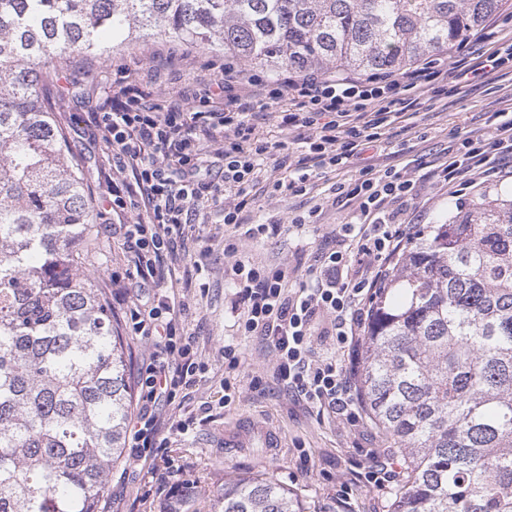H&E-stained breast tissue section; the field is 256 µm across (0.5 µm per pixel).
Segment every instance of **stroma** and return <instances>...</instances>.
Listing matches in <instances>:
<instances>
[{
	"label": "stroma",
	"mask_w": 512,
	"mask_h": 512,
	"mask_svg": "<svg viewBox=\"0 0 512 512\" xmlns=\"http://www.w3.org/2000/svg\"><path fill=\"white\" fill-rule=\"evenodd\" d=\"M168 46V40L155 38L113 50L105 59L72 56L57 62L56 118L67 134L72 154L86 171L89 193L96 202L99 246L91 268L99 273L98 284L105 289L110 286L113 269L123 265L124 258L110 231L118 218L101 200L108 184L103 146L91 133L90 114L97 111L113 81L120 77L148 85L163 104L197 101L217 75L211 67L215 53L185 42L178 54L171 55ZM509 107L512 80L492 75L487 85L468 88L448 105L437 104L421 112L415 129L390 131L373 164L409 168L424 187L422 196L408 207L405 223L443 224L471 205L476 192L434 188V164L453 134L490 136L489 116ZM352 174L349 168L313 172L309 193L295 196L285 189L272 191L274 174L270 166H262L247 216L252 223L275 222L279 228L261 241L246 243L243 257L283 265L291 281L304 279L315 253L330 246L333 230L352 219L349 208L333 204L331 193L333 184ZM315 205L320 208L317 224L301 234L289 229V216ZM207 210L208 223L194 225L186 242L187 258L180 269L178 292L187 305L186 329L195 336L208 367L206 379L192 393L189 405L195 408L207 402L212 411L187 434L171 440L156 460L138 461L125 455L109 475V512H166L161 500L146 497L156 465L168 468L176 482L194 485V492L180 501V512H213L217 498L224 493L225 478L262 474L295 492L305 512H389L390 489H377L366 479L378 460L390 462L396 474L404 472L402 460L385 436L367 414L350 419L293 402L267 376L270 356L257 340L241 341L240 396L231 406H224V344L236 334L237 297L227 274L232 260L224 255L222 205L212 202ZM255 376L263 379L256 390L250 386ZM239 420H255L279 430L281 447H225V426Z\"/></svg>",
	"instance_id": "1"
}]
</instances>
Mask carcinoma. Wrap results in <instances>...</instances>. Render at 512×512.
Returning <instances> with one entry per match:
<instances>
[{
	"instance_id": "obj_1",
	"label": "carcinoma",
	"mask_w": 512,
	"mask_h": 512,
	"mask_svg": "<svg viewBox=\"0 0 512 512\" xmlns=\"http://www.w3.org/2000/svg\"><path fill=\"white\" fill-rule=\"evenodd\" d=\"M503 0H0V512H102L131 394L87 259L98 216L55 119V56L148 36L275 72L448 50ZM358 393L406 463L390 512H512V197L428 224L375 288ZM217 512H305L269 478Z\"/></svg>"
}]
</instances>
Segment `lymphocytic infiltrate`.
<instances>
[{
    "instance_id": "f902f5d3",
    "label": "lymphocytic infiltrate",
    "mask_w": 512,
    "mask_h": 512,
    "mask_svg": "<svg viewBox=\"0 0 512 512\" xmlns=\"http://www.w3.org/2000/svg\"><path fill=\"white\" fill-rule=\"evenodd\" d=\"M487 51L473 55L469 43L450 58L422 59L414 66L369 76L324 71H284L268 79L228 63L201 97V110L155 102L145 87L119 80L92 115L112 173L113 225L127 258L113 284L133 289L123 320L129 335L151 341L154 351L138 375L139 411L129 423L137 455L166 447L187 433L195 414L185 407L186 391L199 386L207 366L194 336L185 331L183 301L171 293L178 284L186 225L206 220L205 205L216 194L224 205V254L231 257L232 281L242 309L237 333L258 339L269 350L268 373L288 396L311 408L341 412L358 404L352 380L336 359L351 348L366 321L364 304L384 262L401 250L411 227L393 203L414 199L417 183L408 173L366 165L354 179L337 183L338 198L359 214L358 222L335 229L332 247L307 268L308 278L289 288L280 266L240 258L246 242L263 238L268 225L245 216L250 189L265 159L289 180L273 189L306 193L310 169L350 166L384 144L392 125L419 114L427 99L459 94L495 73L512 75V36L486 35ZM304 129L303 157L272 155L256 134L258 121ZM489 140L458 138L436 168L438 183L453 187L472 171L496 176L497 157H512V113L496 112ZM330 324L318 328L321 317ZM333 345L317 350V338Z\"/></svg>"
}]
</instances>
